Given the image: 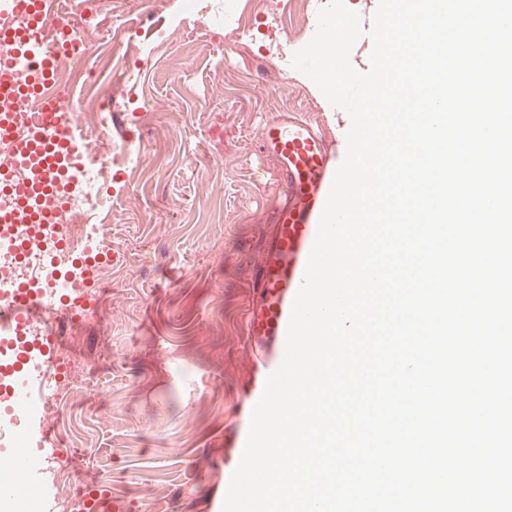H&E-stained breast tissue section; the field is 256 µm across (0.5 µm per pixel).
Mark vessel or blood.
Segmentation results:
<instances>
[{
    "label": "vessel or blood",
    "instance_id": "1",
    "mask_svg": "<svg viewBox=\"0 0 512 512\" xmlns=\"http://www.w3.org/2000/svg\"><path fill=\"white\" fill-rule=\"evenodd\" d=\"M56 0H0V135L10 137L11 210L0 223L51 224L56 205L47 203L52 167L58 158H81L84 138L78 130L54 131L59 95L45 96L52 78L49 58L30 38V27L60 32L68 23L55 9ZM45 96L44 124L30 127L19 109L22 101ZM260 155L279 169L282 199L276 207V236L258 266L256 303L247 317V334L265 352H283L293 300L302 283L318 222L338 167L333 142L296 112L267 119L257 139ZM8 313L27 320L29 297L21 286L11 289Z\"/></svg>",
    "mask_w": 512,
    "mask_h": 512
}]
</instances>
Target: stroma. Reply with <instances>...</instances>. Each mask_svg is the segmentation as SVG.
<instances>
[{"mask_svg": "<svg viewBox=\"0 0 512 512\" xmlns=\"http://www.w3.org/2000/svg\"><path fill=\"white\" fill-rule=\"evenodd\" d=\"M97 50V86L71 81L75 111L111 98L101 139L140 144L145 165L112 184V276L95 318L63 333L82 384L44 431L73 481L109 487L125 512H222L246 441L256 364L244 319L281 199L263 120L300 112L345 151L348 114L291 65L316 17L292 0H67ZM288 48L270 55L272 45Z\"/></svg>", "mask_w": 512, "mask_h": 512, "instance_id": "35a3bbf8", "label": "stroma"}]
</instances>
